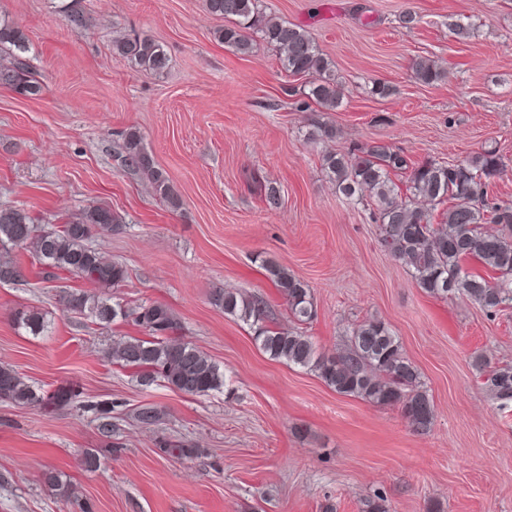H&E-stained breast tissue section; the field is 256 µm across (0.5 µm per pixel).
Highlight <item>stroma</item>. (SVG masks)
<instances>
[{"label":"stroma","instance_id":"stroma-1","mask_svg":"<svg viewBox=\"0 0 512 512\" xmlns=\"http://www.w3.org/2000/svg\"><path fill=\"white\" fill-rule=\"evenodd\" d=\"M275 17L304 27L344 89L340 107L304 108L307 80L282 70L260 34L243 55L215 33L224 19L205 0H0L19 27L27 61L43 83L28 98L0 88V207L27 210L55 227L82 209L111 208L123 223L90 246L127 271L119 286L38 266L0 282V365L11 366L73 405L25 408L0 401V512H361L382 495L389 512H512V402L492 397L474 366L512 365V309L490 317L462 295L419 288L382 247L367 206L328 179L326 149L382 142L412 161L459 162L496 148L506 167L490 194L512 205V0H262ZM87 30L69 22L70 12ZM416 14L414 27L399 16ZM471 25L467 39L449 20ZM153 40L167 69L145 75L113 55L117 32ZM435 60L442 81L416 80L415 59ZM391 88L372 94L374 83ZM335 126L329 145L305 134ZM137 129L166 172L179 207L154 193L123 161ZM279 187L265 208L260 187ZM271 260L305 281L316 315L297 324L263 268ZM227 289L266 304L267 322L300 328L335 352L353 324L378 319L393 330L432 398L430 430L413 431L395 407L342 396L316 373L272 359L249 324L210 295ZM128 307L161 304L174 337L203 350L224 372L222 389L186 396L138 385L106 352L143 336L131 320L109 326L66 310L70 291ZM38 312L40 335L18 328L16 311ZM108 403L117 432L99 436L93 404ZM152 404L163 421L134 413ZM195 447L164 454L161 442ZM101 466H81L86 449ZM75 488L59 501L47 469Z\"/></svg>","mask_w":512,"mask_h":512}]
</instances>
